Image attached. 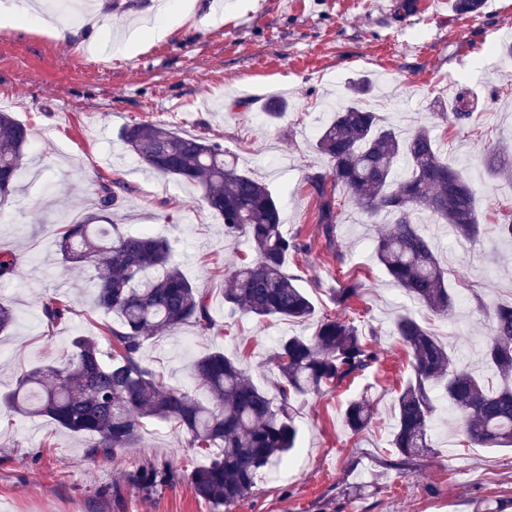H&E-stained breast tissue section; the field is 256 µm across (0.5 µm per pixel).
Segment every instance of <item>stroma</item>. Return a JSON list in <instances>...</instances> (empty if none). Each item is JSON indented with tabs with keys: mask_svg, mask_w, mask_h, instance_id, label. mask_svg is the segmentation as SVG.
I'll return each mask as SVG.
<instances>
[{
	"mask_svg": "<svg viewBox=\"0 0 512 512\" xmlns=\"http://www.w3.org/2000/svg\"><path fill=\"white\" fill-rule=\"evenodd\" d=\"M93 0L106 24L97 39L78 22L40 18L44 5L0 33V112L31 130L27 168L18 193L0 209V252L16 270L0 279V303L18 319L0 335V390L20 373L57 362L78 336L101 348L108 315L96 309L92 267L65 262L54 245L58 225L99 208V184L124 189L110 222L123 232L150 229L166 238L175 262L207 289L215 326L193 325L149 338L141 360L166 385L192 388L190 366L218 349L237 358L250 380L274 391L272 362L284 336L312 335L316 323L257 320L228 314L224 273L252 257L246 238H224V223L199 186L150 173L126 150L119 134L135 122L163 123L223 144L239 166L267 184L278 199L283 229L310 243L305 260L287 263L317 314H348L373 331L380 362L334 390L294 403L298 454L293 464L262 474L251 492L226 512H512V450L461 445L446 403L432 430V452L398 464L389 451L396 394L409 375V356L394 333L396 314L409 311L448 345L464 365L476 362L487 327L470 297L512 302V241L497 224L512 214V185L490 178L481 157L498 140H512V60L491 52L512 42V0H485L479 16L461 17L449 0H416L406 14L400 0ZM156 23L165 39L144 41L123 55L111 45ZM363 77L371 92L362 104L402 134L428 126L441 154L478 192L483 231L465 241L446 225L421 229L459 292L456 309L437 315L389 283L373 241L386 231L385 215L353 206L340 213L343 262L322 245L316 198L306 180L329 173L315 149L326 123V101L347 99V85ZM469 88L477 110L465 130L440 115L457 91ZM283 98L286 114L268 123L269 102ZM358 278L360 295L337 305L340 281ZM69 299L72 311L56 324L41 319V303ZM374 403L364 431L344 422L347 403ZM204 455L186 447L184 433L147 421L134 447L113 456L91 455L89 442L45 417H24L0 405V512H216L188 482Z\"/></svg>",
	"mask_w": 512,
	"mask_h": 512,
	"instance_id": "stroma-1",
	"label": "stroma"
}]
</instances>
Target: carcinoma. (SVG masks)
I'll return each mask as SVG.
<instances>
[{
    "instance_id": "1",
    "label": "carcinoma",
    "mask_w": 512,
    "mask_h": 512,
    "mask_svg": "<svg viewBox=\"0 0 512 512\" xmlns=\"http://www.w3.org/2000/svg\"><path fill=\"white\" fill-rule=\"evenodd\" d=\"M484 0H453L458 15L480 13ZM365 80L349 83L353 103L341 105L324 124L316 150L329 163L332 178L308 177L318 202V227L326 248L344 261L338 211L350 203L370 216H391L388 231L374 240V256L389 279L430 311L445 316L458 293L448 287L447 270L432 240L419 229V215L449 225L456 236L480 235L476 193L465 176L448 166L429 129L404 136L385 126L377 113L357 105L370 92ZM474 102L466 89L455 102L452 118H472ZM120 138L151 171L195 182L208 206L224 221V236H244L254 258L241 260L225 276L224 308L255 318L301 323L315 307L310 296L286 272L289 255L308 245L283 231L280 207L272 192L204 137L184 136L165 124L125 126ZM29 128L0 112V206L14 196L25 170ZM489 175L512 181V147L491 145L482 157ZM120 183L98 188L100 210L118 205ZM90 216L62 224L55 245L70 263H90L96 271V305L117 315L107 327L111 352L92 336L73 339L61 365L23 371L13 391L0 403L25 416L47 417L71 433L92 440L91 452L109 456L139 440L146 419L169 421L182 429L189 448L217 449L195 467L188 481L195 495L215 507L245 497L258 476L276 469L296 446L297 430L289 410L300 396L320 394L361 374L378 361L370 340L353 318H322L314 335L283 336L273 360L278 370L275 394L255 386L236 359L212 350L195 359L191 375L196 391L169 387L140 360L153 335L191 324L205 333L214 319L208 293L197 287L172 261L168 240L149 232H120ZM361 283L347 279L335 291L345 303L359 296ZM472 300L487 319L480 353L483 366L499 377L490 386L484 374L458 364L453 352L411 313L397 316L395 334L410 354V373L395 398L389 441L402 461L431 452L439 390L458 417V432L471 448L512 447V303ZM71 312L69 301H43L41 316L53 325ZM208 396L198 399L196 392ZM363 397L349 403L345 422L358 432L373 419Z\"/></svg>"
}]
</instances>
